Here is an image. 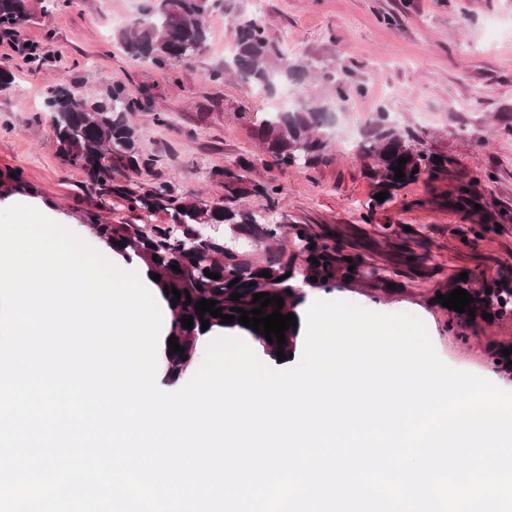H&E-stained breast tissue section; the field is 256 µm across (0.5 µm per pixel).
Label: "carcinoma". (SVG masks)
Returning a JSON list of instances; mask_svg holds the SVG:
<instances>
[{"mask_svg":"<svg viewBox=\"0 0 512 512\" xmlns=\"http://www.w3.org/2000/svg\"><path fill=\"white\" fill-rule=\"evenodd\" d=\"M224 6V0H151L143 18L119 32V41L127 56L135 61L150 62L156 66H174L187 63L206 47L208 30L203 18L211 10ZM32 15L31 0H0V32L17 33ZM235 31L234 52L230 62L213 70L211 78L220 80L232 72L249 87L267 95L274 94L280 83L298 82L309 71L307 62L290 57L281 43L268 31L264 20L246 13L230 15ZM327 78L336 82L339 99L352 90L348 70L340 65L328 71ZM48 94L59 106L51 122L53 141L62 161L81 169L95 207L86 211L87 223L96 226L99 238L112 250L127 258L137 257L148 268L149 274L160 275L154 283L171 312L170 334L178 338L184 352L165 350L170 363L184 369L193 363L196 348L184 344V338L204 334L201 320L209 321V328H221V318L210 313H196V303L202 299L217 301L222 314L234 315L229 327L246 331L264 348L275 352L281 345L270 343L261 333L239 323L240 313L231 308L249 311L260 307L252 303L253 295L267 292L278 295L284 304L280 313H296L303 295L299 284L311 288L331 287L338 280H351L371 275L381 278L378 268L370 267L364 254L346 239L334 236L335 230L321 224H288L287 215L278 213L281 188L276 180L255 181L248 176L252 162L226 167L218 173L223 179L224 196L209 200L193 196L185 199L176 195L168 183L143 185L131 182L129 172H138L149 165L139 153L138 132L129 124L128 113L145 108L146 93L133 92L121 86L97 99H86L76 89L66 85L52 86ZM248 121L250 132L262 145L263 151L280 168L315 169L328 160L330 128L333 109L323 98L305 94L298 104L277 109L263 116L240 113ZM357 153L373 163L367 165V176L373 180L375 192H394L418 182L423 176L437 181L450 173L453 160L429 146L425 131L403 128L388 113L381 112L367 123L365 136L357 143ZM440 160H434V157ZM401 157L407 158L402 180H395L392 167ZM481 179L456 178L448 188V207L468 212L479 202L486 208L485 220L498 216L496 201L479 190ZM9 193L24 191V180L19 170L0 171V189ZM254 196L264 200V208L255 211L245 200ZM119 202L130 210V217L121 224L101 222L99 211ZM201 224H213L221 234L199 238L195 231ZM248 236L264 246L265 258L253 264L241 254L226 248V239ZM292 237L293 248L284 249L280 242ZM401 244L394 247L393 257L407 266H424L430 260L423 241L408 231L396 233ZM123 245L118 246L116 242ZM417 250H412L410 245ZM352 261H346V258ZM317 259L319 265L312 264ZM354 269H349V266ZM178 267L181 272L172 270ZM217 273L220 279L207 277L204 270ZM270 277L261 276V272ZM317 281H310V277ZM327 283H322V278ZM234 286H229L233 280ZM479 280L470 276L457 281L472 298L469 307L475 317L486 312L501 318L512 315V270L498 271L487 286H478ZM175 286L181 292L179 301L173 294H165V286ZM239 293L237 301L231 294ZM193 317V326H182L183 316ZM298 328L285 331L288 348L294 345Z\"/></svg>","mask_w":512,"mask_h":512,"instance_id":"cac0c4a2","label":"carcinoma"}]
</instances>
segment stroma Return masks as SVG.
<instances>
[{
  "mask_svg": "<svg viewBox=\"0 0 512 512\" xmlns=\"http://www.w3.org/2000/svg\"><path fill=\"white\" fill-rule=\"evenodd\" d=\"M146 0H71L53 9L33 0V15L20 30L45 63L33 69L20 57L0 56L11 74L0 86V170H20L27 190L0 194V209L33 206L66 225L89 245L101 241L83 221L90 201L86 176L57 154L47 107L48 88L63 82L88 96L125 86L150 93L148 107L129 113L139 150L149 158L138 182H167L177 193L218 199L224 194L218 170L241 159L253 162L256 180L277 179L282 206L295 224H325L353 230L385 262L380 230L385 224L414 228L425 240L424 267L388 272L386 281L366 277L325 290L305 288L299 314L315 300H343L379 313H408L425 324L439 357L450 367L481 377L497 375L478 353L499 336H512V321L477 322L457 338L448 313L434 306V289L454 288L464 272L493 279L512 266V0H263L269 32L289 54L305 59L317 77L305 91L335 101L333 82L323 74L336 63L349 70L354 87L331 130L330 158L315 169L279 170L239 120L262 112L272 97L253 92L241 79L211 80L229 61L224 47L234 34L223 10H212L205 50L190 63L161 68L126 56L112 18L137 19ZM385 111L400 126L425 128L436 151L455 161L456 172L488 176L487 186L508 215L506 232L488 231L463 240L461 228L478 214L448 208L447 183L419 182L396 192L383 207L368 210L375 187L365 159L345 146L360 139L368 118Z\"/></svg>",
  "mask_w": 512,
  "mask_h": 512,
  "instance_id": "stroma-1",
  "label": "stroma"
}]
</instances>
